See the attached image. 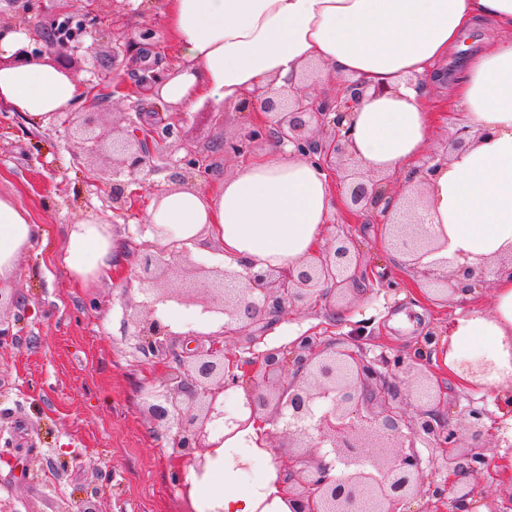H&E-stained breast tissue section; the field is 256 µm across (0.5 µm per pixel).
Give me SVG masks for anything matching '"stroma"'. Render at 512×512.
I'll list each match as a JSON object with an SVG mask.
<instances>
[{"label":"stroma","mask_w":512,"mask_h":512,"mask_svg":"<svg viewBox=\"0 0 512 512\" xmlns=\"http://www.w3.org/2000/svg\"><path fill=\"white\" fill-rule=\"evenodd\" d=\"M165 0H36L26 22L12 12L0 24L22 26L29 48L41 47L43 23L63 14L80 22L96 15L95 37L83 38L67 58L49 63L87 87L72 110L40 126L0 106V193L14 194L39 228L20 260L10 287L16 303L5 319L10 334L0 340V512H192V470L175 466L169 436L154 427L142 405L143 388L159 384L165 357L139 349L137 317L158 316L164 304L145 294L136 277L138 260L155 249L148 210L163 191L185 182L212 188L253 156L275 147L274 139L236 155L224 143L252 120L251 112L216 111L207 101L179 112L167 107L159 85L180 62L164 14ZM150 31L143 41L142 31ZM127 54L113 55L115 46ZM147 57L153 73L144 78L138 63ZM128 93L111 95L113 85ZM177 128L156 143L135 173L117 169L111 149L92 152L76 134L77 124L120 129L144 125L150 116ZM198 159L206 176L188 169ZM127 186L123 213L112 211L113 183ZM111 224L124 249L125 272L112 282L78 285L54 257L68 224L86 214ZM352 237L363 255L359 287L317 297L311 305L270 319L264 347L287 346L293 334L341 337L364 322L368 350L423 360L442 391L441 410L462 425L469 402L489 399L487 390L461 387L442 365L440 344L456 312L490 307L493 283L477 285L470 297L437 302L424 291L413 267L386 243L384 224L373 214L348 222L337 211L326 224L325 240ZM223 246L207 240L175 257L162 285L176 288L186 270L219 269Z\"/></svg>","instance_id":"35a3bbf8"}]
</instances>
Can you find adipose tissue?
Masks as SVG:
<instances>
[{
  "mask_svg": "<svg viewBox=\"0 0 512 512\" xmlns=\"http://www.w3.org/2000/svg\"><path fill=\"white\" fill-rule=\"evenodd\" d=\"M165 15L181 58L159 90L166 103L189 109L208 100L232 110L256 92L293 90L318 64L334 80L369 85L346 119L354 163L405 181L435 129L425 98L436 62L477 20L493 19L507 38L470 57L451 83L469 125L490 136L453 153L425 184L427 230L442 257L461 264L512 253V0H166ZM25 39L20 29L0 39V105L47 122L85 88L42 60L12 63ZM377 85L384 94H374ZM343 203L327 169L285 149L239 167L215 189L164 191L149 211V235L162 245L211 238L230 268L286 270L320 251ZM34 236L26 210L0 194V283L15 277ZM62 260L82 283L108 279L122 266V245L89 214L68 225ZM447 335L449 373L462 378L455 351L477 340L498 368V388L512 390V278H497L490 309L454 317ZM234 417L193 477L195 512H292L268 424L244 407ZM251 471L255 479L244 483Z\"/></svg>",
  "mask_w": 512,
  "mask_h": 512,
  "instance_id": "adipose-tissue-1",
  "label": "adipose tissue"
}]
</instances>
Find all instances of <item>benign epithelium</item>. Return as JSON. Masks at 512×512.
<instances>
[{
  "label": "benign epithelium",
  "instance_id": "7a95c632",
  "mask_svg": "<svg viewBox=\"0 0 512 512\" xmlns=\"http://www.w3.org/2000/svg\"><path fill=\"white\" fill-rule=\"evenodd\" d=\"M70 20L54 19L43 25L42 41L64 54L71 49L62 37ZM339 100L317 99L295 92L287 97H267L263 109L271 118L260 125L245 126L227 143V149L242 154L261 135L273 136L282 146L322 166L351 158L352 144L340 133L349 106ZM81 133L101 146L112 140V155L133 173L143 165L153 141L161 142L175 134V126L151 124L111 137V131L96 132L88 121ZM488 131L475 132L462 126L450 140L446 153L468 147L486 138ZM441 164L432 156L424 161L418 184L405 187L406 208L395 211L382 205L388 192L382 182L362 172L349 174L347 211L357 216L376 212L389 226V244L420 269L424 284L437 298L461 293L463 281L474 288L487 278L512 273V257L485 262L477 268L457 266L453 260L425 261L441 250L425 230L428 212L420 185ZM173 253L158 249L142 258V290L157 291L159 281L171 268ZM363 255L349 237L319 252L297 269L249 271L245 274L224 270L202 280L191 279L167 299L181 301L202 296L207 310L227 316L236 325L234 333L258 339L255 328L266 316L278 315L288 307H302L328 289L341 290L356 281ZM140 349L145 355L166 353L168 328L156 319L138 320ZM367 326L356 324L347 336L326 340L304 334L289 347L257 352L245 367L251 371L246 388L252 418L285 422L288 447L294 449L295 466L288 474V499L293 512H405L412 497L427 492L443 499L453 492L454 502H464L474 489L457 476L475 478L490 470L485 447V420L493 414L484 407H470L464 413L470 431L469 452L456 454L461 447L459 428L443 420L431 408L434 401L432 376L421 368V360L411 362L401 355L386 354L369 358L362 346ZM476 384L488 382L495 365L488 359L460 363ZM414 375L416 393L423 407L409 414L406 397L390 376ZM243 378L226 368L224 349L219 344L207 350L185 346L175 355V365L167 366L159 386L142 391V403L156 428L170 433V448L177 457L202 471L205 458L196 456L203 448H214L208 441L211 431L224 428V395L242 384ZM424 439L446 452L448 482L426 486V463L415 449ZM340 468L337 475L331 474Z\"/></svg>",
  "mask_w": 512,
  "mask_h": 512
}]
</instances>
